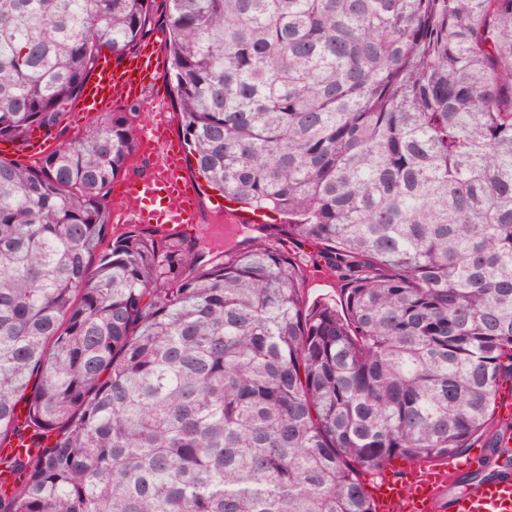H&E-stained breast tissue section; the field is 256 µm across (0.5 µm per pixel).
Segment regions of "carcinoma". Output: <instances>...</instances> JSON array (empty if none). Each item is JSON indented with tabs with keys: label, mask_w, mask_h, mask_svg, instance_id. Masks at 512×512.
<instances>
[{
	"label": "carcinoma",
	"mask_w": 512,
	"mask_h": 512,
	"mask_svg": "<svg viewBox=\"0 0 512 512\" xmlns=\"http://www.w3.org/2000/svg\"><path fill=\"white\" fill-rule=\"evenodd\" d=\"M151 2L0 0V141L56 132ZM168 2L186 155L282 220L104 244L132 113L0 157V439L55 437L0 458V512H376L362 471L512 451V0ZM288 253L300 265L305 294L310 302L318 297L338 299L340 282L336 273L327 268L320 259L317 247L309 243H288Z\"/></svg>",
	"instance_id": "1"
}]
</instances>
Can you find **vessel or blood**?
<instances>
[{
    "label": "vessel or blood",
    "mask_w": 512,
    "mask_h": 512,
    "mask_svg": "<svg viewBox=\"0 0 512 512\" xmlns=\"http://www.w3.org/2000/svg\"><path fill=\"white\" fill-rule=\"evenodd\" d=\"M159 48L147 42L132 54L101 58L93 79L80 98V111L91 113L154 91L164 84ZM170 121L157 109L149 129L160 148L157 169L127 182L124 197L132 208L133 220L151 224L162 232L186 233L196 218L199 197L186 174L184 157L165 130ZM457 472L453 459L428 462L402 478L380 477L369 495L377 512H444V495ZM454 512H512V480L485 479L457 495Z\"/></svg>",
    "instance_id": "b4317fda"
}]
</instances>
